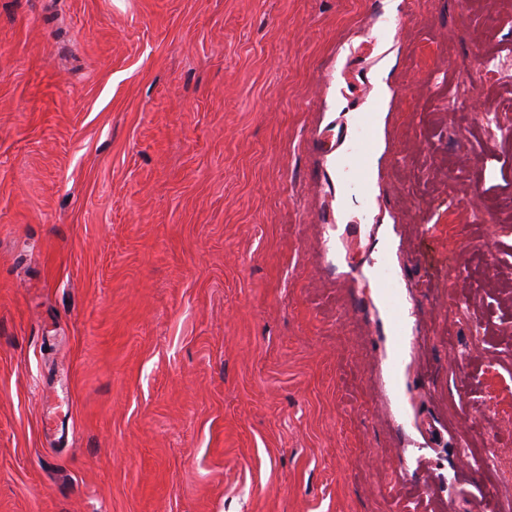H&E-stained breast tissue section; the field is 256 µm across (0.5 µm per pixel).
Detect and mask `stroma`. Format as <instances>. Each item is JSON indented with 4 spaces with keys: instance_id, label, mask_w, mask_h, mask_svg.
Segmentation results:
<instances>
[{
    "instance_id": "35a3bbf8",
    "label": "stroma",
    "mask_w": 512,
    "mask_h": 512,
    "mask_svg": "<svg viewBox=\"0 0 512 512\" xmlns=\"http://www.w3.org/2000/svg\"><path fill=\"white\" fill-rule=\"evenodd\" d=\"M479 48L512 0H0V512H501Z\"/></svg>"
}]
</instances>
